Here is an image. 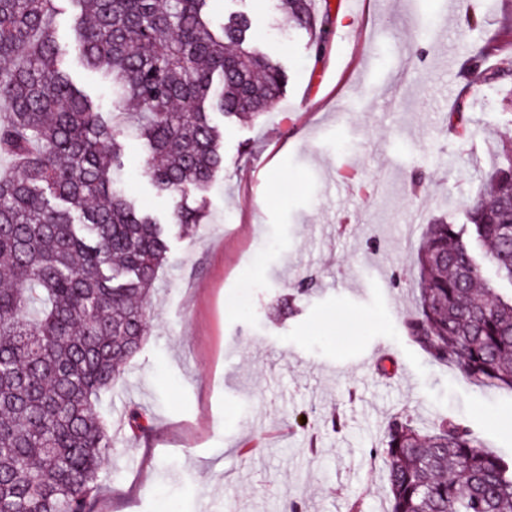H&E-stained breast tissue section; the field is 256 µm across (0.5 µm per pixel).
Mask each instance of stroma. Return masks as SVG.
<instances>
[{"label": "stroma", "instance_id": "35a3bbf8", "mask_svg": "<svg viewBox=\"0 0 512 512\" xmlns=\"http://www.w3.org/2000/svg\"><path fill=\"white\" fill-rule=\"evenodd\" d=\"M315 0L332 23L323 56L275 0H212L214 24L245 12L253 46L288 70L258 118L227 120L224 170L190 235L172 230L149 335L99 411L116 446L97 512H389L379 445L396 415L466 426L512 458V391L470 383L406 333L429 224L463 222L512 139V45L487 58L512 0ZM54 22L77 85L112 119V90L81 63L71 0ZM502 69L475 98L460 73ZM467 104L466 129L450 117ZM120 130L119 185L169 220L196 193L161 195L149 147ZM418 212V223L408 221ZM145 411L148 438L125 415Z\"/></svg>", "mask_w": 512, "mask_h": 512}]
</instances>
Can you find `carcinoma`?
Segmentation results:
<instances>
[{"label":"carcinoma","instance_id":"1","mask_svg":"<svg viewBox=\"0 0 512 512\" xmlns=\"http://www.w3.org/2000/svg\"><path fill=\"white\" fill-rule=\"evenodd\" d=\"M54 2L0 0V157L16 167L0 172V512H95L112 453L96 406L146 340L169 253V225L137 212L118 187L116 130L74 84ZM71 2L85 67L137 108L133 129L150 147L156 191L201 194L171 216L190 231L224 170L210 112L259 116L287 85L286 69L249 46L248 15L213 30L210 0ZM278 2L320 49L329 15L314 0ZM474 67L476 94L503 79L496 67ZM480 258L512 283V143L466 223L428 225L416 259L419 313L407 326L434 361L476 386L512 390V298L482 281ZM128 426L135 438L151 431L138 409ZM371 453L385 466L391 512H512V461L459 423L423 432L395 416Z\"/></svg>","mask_w":512,"mask_h":512}]
</instances>
